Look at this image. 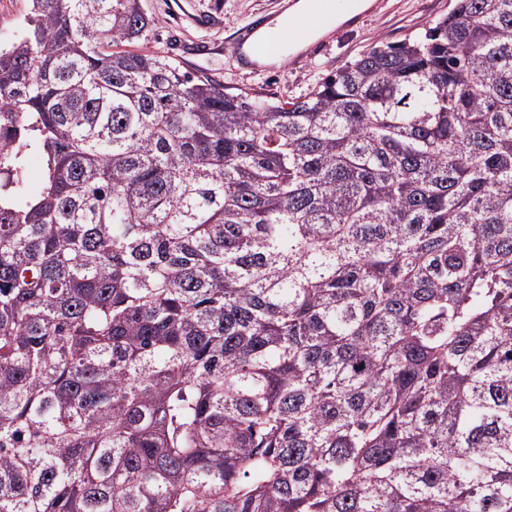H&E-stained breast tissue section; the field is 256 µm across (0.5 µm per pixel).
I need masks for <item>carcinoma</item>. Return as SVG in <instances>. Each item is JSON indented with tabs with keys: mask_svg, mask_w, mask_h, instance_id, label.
Masks as SVG:
<instances>
[{
	"mask_svg": "<svg viewBox=\"0 0 512 512\" xmlns=\"http://www.w3.org/2000/svg\"><path fill=\"white\" fill-rule=\"evenodd\" d=\"M149 27L0 45V512H512V0L293 102Z\"/></svg>",
	"mask_w": 512,
	"mask_h": 512,
	"instance_id": "carcinoma-1",
	"label": "carcinoma"
}]
</instances>
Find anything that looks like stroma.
Masks as SVG:
<instances>
[{"label":"stroma","mask_w":512,"mask_h":512,"mask_svg":"<svg viewBox=\"0 0 512 512\" xmlns=\"http://www.w3.org/2000/svg\"><path fill=\"white\" fill-rule=\"evenodd\" d=\"M287 0H141L150 20L143 47L174 59L191 75L252 89L292 102L373 44H396L424 31L451 12L456 0H372L357 19L323 35V50L303 49L262 72L243 69L233 58L232 37L242 26L274 19ZM130 44V51H138Z\"/></svg>","instance_id":"stroma-1"}]
</instances>
